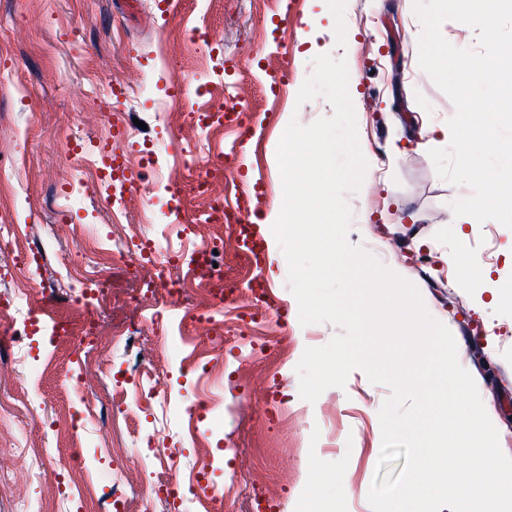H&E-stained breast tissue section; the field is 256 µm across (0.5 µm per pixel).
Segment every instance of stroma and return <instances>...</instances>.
Returning a JSON list of instances; mask_svg holds the SVG:
<instances>
[{"label": "stroma", "mask_w": 512, "mask_h": 512, "mask_svg": "<svg viewBox=\"0 0 512 512\" xmlns=\"http://www.w3.org/2000/svg\"><path fill=\"white\" fill-rule=\"evenodd\" d=\"M421 30L413 0H0V224L20 225L21 241L45 251L27 281L33 303L52 296L51 316L71 327L84 318L67 299L64 267L75 244L65 224L117 241L165 236L188 252L210 236L208 207L192 189L209 178V163L198 158L188 173L148 154L168 131L184 145L208 138L222 155L223 178L209 179L213 195L248 213L281 199L294 177L276 162L285 123L334 114L325 97L297 101L315 57L327 54L347 63L368 163L360 190L346 196L348 239L367 251L384 247L381 264L418 288L453 334L482 401L512 429V307L492 298L497 282L512 278V224L498 208L471 219L461 212L464 198L487 187L467 176L456 142L418 146L422 126L446 125L456 112L419 65ZM228 94L249 114L247 135L189 121V113L223 109ZM116 115L128 141L112 136ZM62 128L78 155L99 156L106 145L128 157L133 180L121 215L97 188L99 171L91 186L78 185L56 141ZM445 245L464 248L489 279L458 281L439 260ZM242 251L240 233H225L228 286L259 278L274 310L253 329L271 342L254 358L246 343L238 360L205 339L173 341L150 311L134 308L119 263L107 270L111 291L95 319L104 339L114 324L138 323L133 348L78 355L65 339L48 344L16 313L18 336L0 339L11 350L0 359V399L13 406L0 417V456L24 444L57 471L36 482L29 460L19 459L0 473V512H18L20 500L25 512H204L198 499L170 493L171 481L223 487L222 512H253L266 500L275 512H299L314 483L328 512H372L379 411L391 389L356 369L344 387L301 399L296 366L305 348L326 345L339 329L301 324L286 258L264 255L254 268ZM421 254L434 259L425 272L416 267ZM203 396L210 410L192 440L187 412Z\"/></svg>", "instance_id": "1"}]
</instances>
